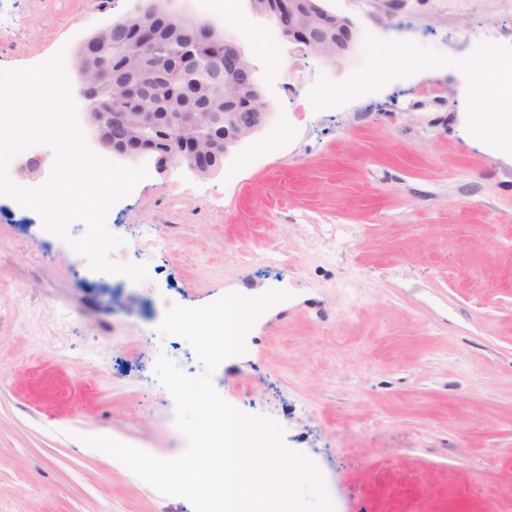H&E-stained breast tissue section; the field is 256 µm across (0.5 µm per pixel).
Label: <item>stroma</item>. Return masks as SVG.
<instances>
[{"mask_svg":"<svg viewBox=\"0 0 512 512\" xmlns=\"http://www.w3.org/2000/svg\"><path fill=\"white\" fill-rule=\"evenodd\" d=\"M231 3L175 0L234 37L271 114L212 175L142 157L150 174L108 229L156 240L145 280L107 299L36 212L0 197V512H193L79 437L181 454L154 365L183 363L188 344L158 332L156 293L197 307L270 289L291 297L213 383L283 426L335 512H512V152L470 121L498 108L474 78L512 56V0H321L355 25L333 64ZM134 6L7 0L0 69L74 57ZM327 82L343 92L324 105Z\"/></svg>","mask_w":512,"mask_h":512,"instance_id":"1","label":"stroma"}]
</instances>
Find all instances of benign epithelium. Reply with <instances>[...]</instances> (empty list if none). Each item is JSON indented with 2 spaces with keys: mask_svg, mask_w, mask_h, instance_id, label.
I'll return each instance as SVG.
<instances>
[{
  "mask_svg": "<svg viewBox=\"0 0 512 512\" xmlns=\"http://www.w3.org/2000/svg\"><path fill=\"white\" fill-rule=\"evenodd\" d=\"M288 40L325 62H334L350 48L352 21L315 6V0H288L273 12L267 0H251ZM180 36L192 33L189 45L173 54L138 57L130 54L143 32L158 36L163 28ZM77 74L83 97L90 101L86 123L105 149L127 158L157 155L160 164L187 165L208 176L235 146L268 120L269 105L257 79V68L232 35L171 7V0H137L124 17L96 30L78 47ZM207 68L211 89L224 93L226 109L216 111L213 99L196 83ZM125 94L124 104L110 112L95 110L104 90ZM202 131L177 158L156 147L184 131Z\"/></svg>",
  "mask_w": 512,
  "mask_h": 512,
  "instance_id": "7a95c632",
  "label": "benign epithelium"
}]
</instances>
